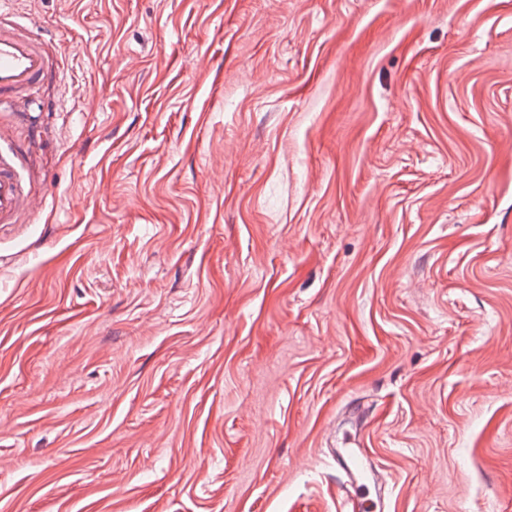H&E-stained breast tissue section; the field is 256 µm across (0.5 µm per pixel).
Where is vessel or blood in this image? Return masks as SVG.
I'll use <instances>...</instances> for the list:
<instances>
[{
    "instance_id": "1",
    "label": "vessel or blood",
    "mask_w": 512,
    "mask_h": 512,
    "mask_svg": "<svg viewBox=\"0 0 512 512\" xmlns=\"http://www.w3.org/2000/svg\"><path fill=\"white\" fill-rule=\"evenodd\" d=\"M25 17L9 18L0 2V105L26 96L48 75V59L41 42L31 35ZM21 159L14 149H0V223L19 214H36L40 201L25 193ZM334 462L344 480L340 486L351 512H380L382 505L370 496L372 472L362 449L344 437Z\"/></svg>"
}]
</instances>
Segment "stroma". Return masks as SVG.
<instances>
[{
	"label": "stroma",
	"mask_w": 512,
	"mask_h": 512,
	"mask_svg": "<svg viewBox=\"0 0 512 512\" xmlns=\"http://www.w3.org/2000/svg\"><path fill=\"white\" fill-rule=\"evenodd\" d=\"M0 512H512V0H12ZM10 2H0V107L29 94L48 75V59L28 31L29 19L4 16ZM2 136L5 133L0 129V223L7 224L21 213L36 214L41 202L25 193L20 155ZM2 142L7 143L6 150H2ZM350 436L343 438L342 446L336 451L334 462L336 469L344 475L340 491L352 512H380L384 508L379 500L370 498V485L372 481L371 469L365 463V455L361 448Z\"/></svg>",
	"instance_id": "1"
}]
</instances>
